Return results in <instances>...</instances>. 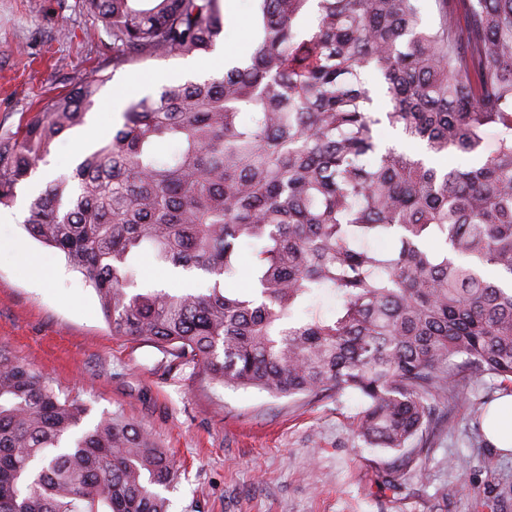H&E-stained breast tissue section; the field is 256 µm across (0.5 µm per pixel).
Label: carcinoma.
<instances>
[{
    "mask_svg": "<svg viewBox=\"0 0 512 512\" xmlns=\"http://www.w3.org/2000/svg\"><path fill=\"white\" fill-rule=\"evenodd\" d=\"M112 71L212 52L223 0H87ZM249 58L166 84L29 205L28 234L97 292L112 335L272 396L346 391L365 446L409 463L434 404L478 378L512 382V0H256ZM375 71L391 110L373 108ZM98 69L0 136V205L85 124ZM438 169L381 147L383 122ZM391 240L387 249L375 243ZM253 249L252 294L227 287ZM210 276L206 291L137 287L144 254ZM323 291L341 300L323 317ZM88 405L0 346V512H168L174 461L121 413Z\"/></svg>",
    "mask_w": 512,
    "mask_h": 512,
    "instance_id": "obj_1",
    "label": "carcinoma"
}]
</instances>
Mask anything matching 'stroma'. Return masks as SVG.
Returning a JSON list of instances; mask_svg holds the SVG:
<instances>
[{"label":"stroma","mask_w":512,"mask_h":512,"mask_svg":"<svg viewBox=\"0 0 512 512\" xmlns=\"http://www.w3.org/2000/svg\"><path fill=\"white\" fill-rule=\"evenodd\" d=\"M225 4L229 22L215 52L151 59L110 76L87 115L99 139L117 126L113 100L129 105L186 79L189 66L206 73L217 56L251 53L252 0ZM111 59L112 39L84 0H0V135ZM92 145L74 129L45 165L55 176L71 172ZM27 190L18 185L13 204L0 206V346L86 402L91 418L117 410L152 433L180 466L169 512H512V453L490 445L478 425L484 407L512 394V384L487 376L466 397L439 403L440 433L414 460L423 481L407 472L388 487L383 477L396 454L358 438V395L227 388L201 366L171 364L152 343L113 335L95 289L63 253L23 229ZM31 254L61 277L32 284ZM455 456L468 458L465 470L449 469Z\"/></svg>","instance_id":"stroma-1"}]
</instances>
